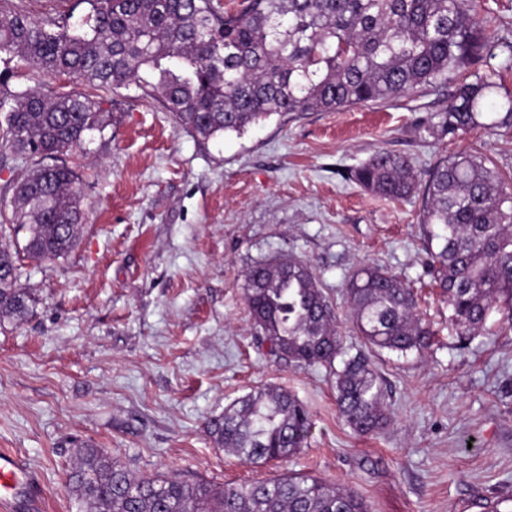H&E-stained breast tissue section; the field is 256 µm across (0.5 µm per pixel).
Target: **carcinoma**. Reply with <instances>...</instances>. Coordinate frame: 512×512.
Returning <instances> with one entry per match:
<instances>
[{
    "mask_svg": "<svg viewBox=\"0 0 512 512\" xmlns=\"http://www.w3.org/2000/svg\"><path fill=\"white\" fill-rule=\"evenodd\" d=\"M472 0H79V18L36 17L0 0V128L7 149L36 167L12 181L0 211V317L23 320L30 296L19 284L25 258L55 260L76 247L86 222L82 179L63 156L102 129L103 94L134 87L203 138L240 132L273 114L346 108L404 96L490 55ZM17 60L48 76L82 81L86 92L12 85ZM496 73L464 80L435 114L444 136L512 127V93ZM54 159L50 166L43 164ZM365 190L393 201L422 194L430 273L459 336H477L489 314L512 323V188L486 158L460 154L429 170L384 150L350 170ZM349 320L370 350L423 353L433 331L414 289L377 266L346 286ZM252 324L270 352L336 376V404L359 435L388 421L382 377L351 353L333 307L304 262H259L245 274ZM340 366H335V361ZM312 428L292 394L264 388L212 419L214 442L245 462L279 461L305 447ZM76 512H369L352 492L288 474L237 486L138 475L104 450L77 449L69 474Z\"/></svg>",
    "mask_w": 512,
    "mask_h": 512,
    "instance_id": "cac0c4a2",
    "label": "carcinoma"
}]
</instances>
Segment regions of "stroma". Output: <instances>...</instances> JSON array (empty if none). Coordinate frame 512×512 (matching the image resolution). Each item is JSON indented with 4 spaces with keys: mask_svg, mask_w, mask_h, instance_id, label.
Listing matches in <instances>:
<instances>
[{
    "mask_svg": "<svg viewBox=\"0 0 512 512\" xmlns=\"http://www.w3.org/2000/svg\"><path fill=\"white\" fill-rule=\"evenodd\" d=\"M479 2L494 56L474 70L512 90V0ZM459 79L210 139L133 91L108 96L104 131L72 157L87 210L80 242L64 258L24 260L30 313L0 321V452L39 474L41 512H75L67 474L86 444L139 475L317 476L371 512H490L512 498V327L494 312L482 335L459 341L431 285L420 198L393 203L347 177L379 150L421 169L479 152L512 177V128L456 138L430 128ZM281 256L311 267L348 343L343 288L359 267L418 289L435 343L372 353L390 409L377 435L346 425L328 369L271 355L252 328L244 275ZM266 387L302 401L313 428L303 453L246 463L206 424Z\"/></svg>",
    "mask_w": 512,
    "mask_h": 512,
    "instance_id": "obj_1",
    "label": "stroma"
}]
</instances>
